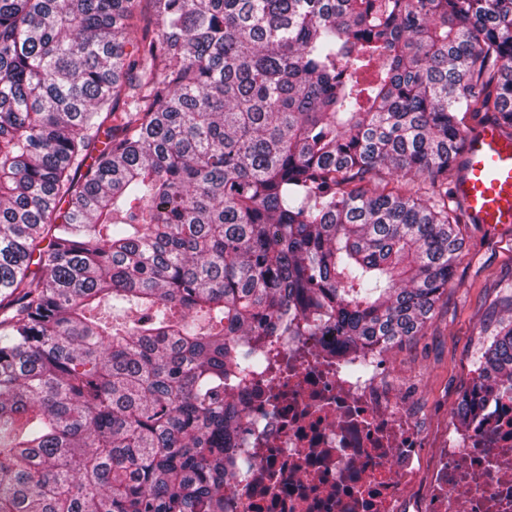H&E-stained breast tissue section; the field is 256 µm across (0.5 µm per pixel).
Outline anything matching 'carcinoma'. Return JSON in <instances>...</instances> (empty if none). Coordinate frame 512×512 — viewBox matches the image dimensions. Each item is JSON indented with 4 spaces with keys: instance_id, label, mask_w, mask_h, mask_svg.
Instances as JSON below:
<instances>
[{
    "instance_id": "carcinoma-1",
    "label": "carcinoma",
    "mask_w": 512,
    "mask_h": 512,
    "mask_svg": "<svg viewBox=\"0 0 512 512\" xmlns=\"http://www.w3.org/2000/svg\"><path fill=\"white\" fill-rule=\"evenodd\" d=\"M490 122L512 0H0V512H224L240 340L424 335Z\"/></svg>"
}]
</instances>
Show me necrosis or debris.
<instances>
[{"label":"necrosis or debris","mask_w":512,"mask_h":512,"mask_svg":"<svg viewBox=\"0 0 512 512\" xmlns=\"http://www.w3.org/2000/svg\"><path fill=\"white\" fill-rule=\"evenodd\" d=\"M268 364L235 384L240 426L224 512H512V395L484 397L432 464L384 354L353 374L334 328L262 336Z\"/></svg>","instance_id":"1"}]
</instances>
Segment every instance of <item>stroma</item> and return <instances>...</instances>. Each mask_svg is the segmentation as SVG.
<instances>
[{"instance_id": "stroma-1", "label": "stroma", "mask_w": 512, "mask_h": 512, "mask_svg": "<svg viewBox=\"0 0 512 512\" xmlns=\"http://www.w3.org/2000/svg\"><path fill=\"white\" fill-rule=\"evenodd\" d=\"M463 256L452 288L436 302L423 336L387 352V369L408 381L430 446L425 460L446 441L474 363L499 319L512 316V230L463 226Z\"/></svg>"}]
</instances>
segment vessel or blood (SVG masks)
<instances>
[{"label": "vessel or blood", "mask_w": 512, "mask_h": 512, "mask_svg": "<svg viewBox=\"0 0 512 512\" xmlns=\"http://www.w3.org/2000/svg\"><path fill=\"white\" fill-rule=\"evenodd\" d=\"M462 160L454 190L471 223L491 231L512 228V138L483 125L466 136Z\"/></svg>", "instance_id": "obj_1"}]
</instances>
